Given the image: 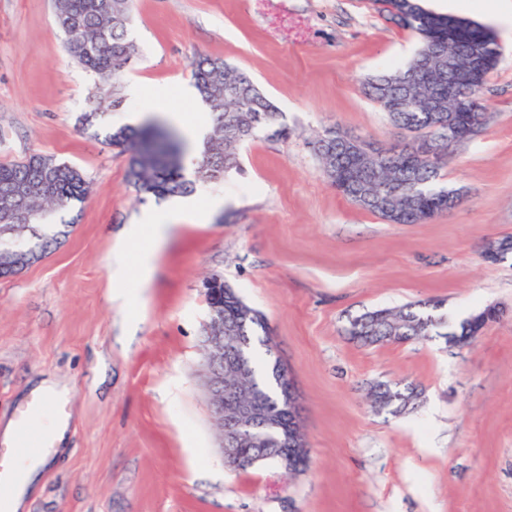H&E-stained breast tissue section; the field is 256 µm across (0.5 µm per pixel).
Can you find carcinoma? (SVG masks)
<instances>
[{"mask_svg":"<svg viewBox=\"0 0 512 512\" xmlns=\"http://www.w3.org/2000/svg\"><path fill=\"white\" fill-rule=\"evenodd\" d=\"M382 11L397 16L403 12L408 18L401 26L420 39V49L404 66L386 69L369 77L365 84L368 99L378 104L397 126L420 133L424 130L442 135L436 128L440 115L452 116L461 124H485L486 106L482 93H465L460 112H448V91L431 81L416 85L407 82L410 70L426 63L446 83L454 80L448 74L449 23H459L461 36L456 44L463 59L483 58L486 73L499 63L500 47L496 37L486 28L462 18L424 9L420 0H381ZM55 18L63 30L65 49L69 58L90 72L95 81L89 97L97 104L108 100L112 107L122 103L121 77L136 54L130 39L132 22L131 0H54ZM192 76L202 101L209 107L212 129L203 147L195 156L194 174L185 175L181 158L186 145L176 129L154 120L140 128L109 126L105 138L108 144L122 148L128 154L127 179L139 199L187 196L195 192L197 184L218 182L239 166V147L262 128H277L281 112L261 92L252 79L220 57L199 55L192 62ZM230 87L234 98L224 97V88ZM451 151L448 143L440 145V155L433 162L417 158L406 145L390 155L368 161L362 172L370 189L380 197L382 206L362 204V191L346 185L344 175L350 173L348 157L339 153L318 152L316 156L324 175L341 190L348 200L367 212L378 215L392 224L414 223L413 213L406 206L413 198L420 208L432 212L441 208L448 189L437 185L445 158ZM28 189V195L16 204L25 214L20 221L0 222V253L15 255L28 251L27 245L16 240L24 234L38 241L45 249L48 240L40 234L42 226L56 210L73 201L81 200L88 192V183L79 169L41 154H33L20 162L0 163V197L17 186ZM224 319L236 323L238 341L244 345L248 364V378L240 392L253 394L266 409L279 413L284 388L288 380L277 374L270 365L271 347L259 332L265 329L263 316L246 304L236 291L224 285ZM436 305L408 304L397 310L368 311L349 321L348 333L365 343H404L417 337L441 332L447 320L435 314ZM414 390H394L379 384L373 392L374 403L381 408L399 412L413 399ZM270 456L258 458L251 435L240 433L224 440V456L228 464L239 462L254 466L274 462L296 472L306 466L308 457L291 459L288 453V423L269 435Z\"/></svg>","mask_w":512,"mask_h":512,"instance_id":"obj_1","label":"carcinoma"}]
</instances>
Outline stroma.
<instances>
[{"label":"stroma","instance_id":"obj_1","mask_svg":"<svg viewBox=\"0 0 512 512\" xmlns=\"http://www.w3.org/2000/svg\"><path fill=\"white\" fill-rule=\"evenodd\" d=\"M497 37L487 120L454 147L441 186L454 210L391 224L339 194L311 141L336 127L385 146L405 131L369 101V75L405 64L417 38L374 0H133L139 56L122 125L155 100L192 121L190 62L223 57L275 103L287 137L259 129L240 167L199 185L223 199L182 221L149 288L130 239L142 212L127 156L78 122L90 76L66 53L51 0H0V163L33 154L83 173L89 192L57 210V248L0 277V420L17 419L43 379L70 400L63 440L25 512H512V26L466 14ZM224 276L266 318L294 383L309 465L224 461L204 367L203 281ZM144 292L130 308L123 295ZM416 302L449 325L493 307L468 344L440 336L367 345L352 318ZM412 387L404 410L374 408L371 386Z\"/></svg>","mask_w":512,"mask_h":512}]
</instances>
